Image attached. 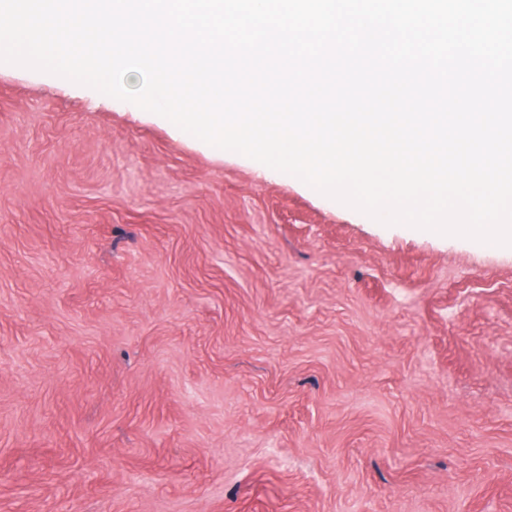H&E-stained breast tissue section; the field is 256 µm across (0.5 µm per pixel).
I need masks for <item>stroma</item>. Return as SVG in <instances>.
I'll return each mask as SVG.
<instances>
[{"label":"stroma","mask_w":512,"mask_h":512,"mask_svg":"<svg viewBox=\"0 0 512 512\" xmlns=\"http://www.w3.org/2000/svg\"><path fill=\"white\" fill-rule=\"evenodd\" d=\"M0 512H512V247L0 63Z\"/></svg>","instance_id":"obj_1"}]
</instances>
